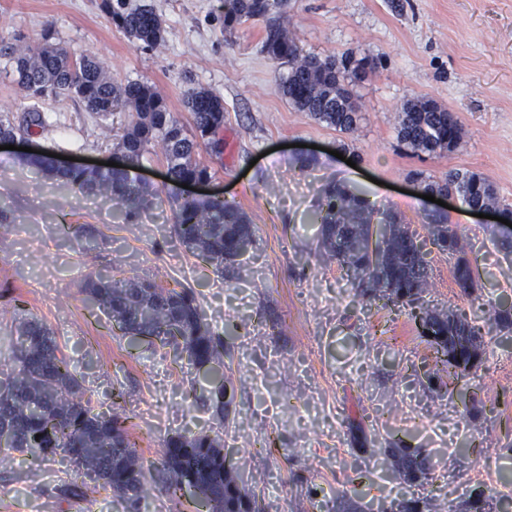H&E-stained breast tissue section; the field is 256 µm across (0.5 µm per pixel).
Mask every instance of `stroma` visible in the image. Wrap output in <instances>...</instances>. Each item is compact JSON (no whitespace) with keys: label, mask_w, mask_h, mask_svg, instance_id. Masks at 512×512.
Returning <instances> with one entry per match:
<instances>
[{"label":"stroma","mask_w":512,"mask_h":512,"mask_svg":"<svg viewBox=\"0 0 512 512\" xmlns=\"http://www.w3.org/2000/svg\"><path fill=\"white\" fill-rule=\"evenodd\" d=\"M149 4L166 24L147 48L112 22L103 0H0V38L49 42L100 58L115 82L138 79L166 96L184 127L183 92L195 86L224 100V151H201L208 190L224 195L254 226L248 251L223 272L188 250L171 210L129 225L93 193L62 188L0 150V381L15 364L24 323L47 329L95 411L121 407L144 463L145 493L135 503L84 476L64 453L0 467V512H194L189 497L163 486L166 438L221 436L243 474L256 512H512V330L495 315L512 310V255L501 234L464 204L448 211L466 241L463 255L428 236L415 174H483L512 208V0H284L291 35L305 52L365 61L353 93L350 136L296 111L279 90L283 68L263 50L262 24L224 30L223 0H126ZM433 99L465 131L461 148L414 156L396 126L403 102ZM46 123L30 148L79 160L111 161L119 138L110 122L70 99L43 101ZM344 158L333 154L340 141ZM312 163L299 172L298 159ZM336 182L396 213L422 245L429 286L414 307L359 295L318 250L311 214ZM475 285L461 288L458 259ZM148 279L191 290L224 363L210 370L168 348L123 334L90 304L88 277ZM453 312L481 328V358L452 377L412 309ZM232 399L216 413L218 378ZM121 399H114V392ZM405 449L419 470L394 472ZM80 495H72V488Z\"/></svg>","instance_id":"obj_1"}]
</instances>
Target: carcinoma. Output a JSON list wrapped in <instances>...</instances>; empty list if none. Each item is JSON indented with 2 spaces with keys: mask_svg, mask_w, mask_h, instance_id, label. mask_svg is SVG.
<instances>
[{
  "mask_svg": "<svg viewBox=\"0 0 512 512\" xmlns=\"http://www.w3.org/2000/svg\"><path fill=\"white\" fill-rule=\"evenodd\" d=\"M261 0H224V31L253 20L264 23V51L278 66L288 67L280 83L282 95L300 112L345 134L355 132L359 114L352 95L358 68L351 66L355 52L319 57L304 52L300 42L288 35L279 4L268 9ZM114 25L128 36L153 47L165 39L166 28L153 8L142 5L134 10L125 0L106 3ZM11 66L14 80L24 99L31 102L22 119L15 123L0 117V136L19 132L33 133L44 125L36 104L45 99L67 97L104 119L128 111L131 120L124 125L121 152L127 164L104 170L64 169L54 158L33 154L22 161L48 179L79 192L99 194L112 202L127 224H136L141 213L168 204L173 212L177 235L183 244L206 261L224 270V263L238 257L239 244L252 242L253 224L236 203L224 199L185 198L179 187L189 180L210 177L207 166L197 155L201 150L218 153L215 135L224 128L223 99L202 88L189 87L183 103L195 130L188 137L184 126L169 110L165 96L152 85L129 80L115 84L102 64L93 57L73 60L67 50L51 45L40 51H21L13 43L0 40V58ZM397 139L414 154L432 153L453 144L459 148L463 127L447 109L426 97L406 101L399 115ZM167 143L164 153L168 185L166 196L141 182L135 169L155 142ZM421 191H454L462 203L486 208L500 207V200L488 178L477 173L450 172L444 178L420 180ZM317 223L321 224L319 251L337 263L352 284L365 295L397 304L404 301L399 288L421 293L428 285V264L415 243L414 235L390 211H381L361 196L338 183L322 189ZM385 225L383 260L373 267L367 245L373 225ZM433 243L448 241L446 251L461 253L464 241L444 216H434L427 224ZM455 278L463 288L474 286L473 270L458 261ZM88 298L125 333L148 334L167 339L171 330L179 331L190 346V355L201 363H224V341L202 322L193 295L137 279H90ZM429 318L448 330L453 320L468 327L473 336L480 328L447 313H431ZM16 376L0 385V426L11 433L4 450L18 452L30 462L42 461L62 451L86 475L120 498L136 502L144 493L143 462L128 437L127 418L118 412L96 413L89 402L77 396L80 383L69 362L58 354L48 331L36 323L25 324L15 340ZM224 441L206 432L190 431L167 438L163 448V467L167 491L181 496L183 485L193 483L202 493L215 492L209 512H225L224 483H235L247 460L240 459L233 472H224Z\"/></svg>",
  "mask_w": 512,
  "mask_h": 512,
  "instance_id": "obj_1",
  "label": "carcinoma"
}]
</instances>
